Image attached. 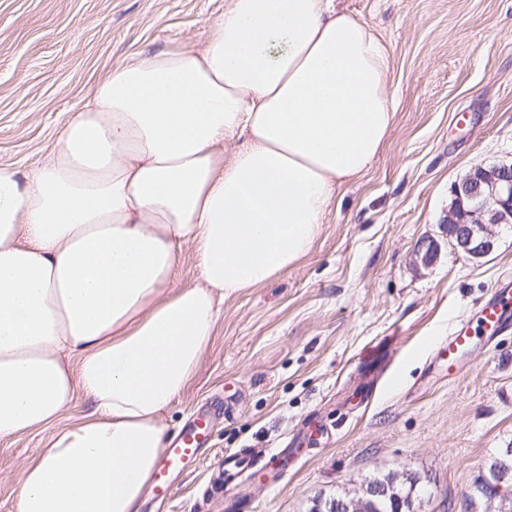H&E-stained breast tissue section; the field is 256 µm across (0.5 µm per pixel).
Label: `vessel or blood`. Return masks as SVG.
<instances>
[{"label": "vessel or blood", "instance_id": "b4317fda", "mask_svg": "<svg viewBox=\"0 0 512 512\" xmlns=\"http://www.w3.org/2000/svg\"><path fill=\"white\" fill-rule=\"evenodd\" d=\"M512 325V286L495 287L491 297L479 308L478 326L485 342H492L496 334ZM474 343L470 327H463L448 338L442 353L436 354V361H447L448 371L458 376L463 367L456 360L457 355L470 351ZM210 433L208 416L200 412L189 418L181 432L171 440L165 451L163 464L155 473L153 493L165 499L171 492L172 476L182 474L195 464L204 453V446Z\"/></svg>", "mask_w": 512, "mask_h": 512}]
</instances>
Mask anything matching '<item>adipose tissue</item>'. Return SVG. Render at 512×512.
<instances>
[{"mask_svg":"<svg viewBox=\"0 0 512 512\" xmlns=\"http://www.w3.org/2000/svg\"><path fill=\"white\" fill-rule=\"evenodd\" d=\"M388 71L334 0H227L200 49L116 66L39 167H0V439L47 434L17 512H137L225 299L305 256L377 156ZM198 277L199 271L194 261L193 250L189 246H184L172 287L177 289L180 286L193 284Z\"/></svg>","mask_w":512,"mask_h":512,"instance_id":"1","label":"adipose tissue"}]
</instances>
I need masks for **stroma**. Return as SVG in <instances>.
I'll use <instances>...</instances> for the list:
<instances>
[{
	"instance_id": "obj_1",
	"label": "stroma",
	"mask_w": 512,
	"mask_h": 512,
	"mask_svg": "<svg viewBox=\"0 0 512 512\" xmlns=\"http://www.w3.org/2000/svg\"><path fill=\"white\" fill-rule=\"evenodd\" d=\"M227 0H0V166L36 169L92 84L137 53L203 45ZM389 58L392 127L371 168L340 189L313 249L224 301L211 343L163 420L177 434L213 414L209 449L168 500L139 512H309L377 474L408 472L422 512H470L476 477L512 443V328L476 345L460 379L429 356L475 324L512 279V228L472 260L440 236L451 188L512 159V0H336ZM41 433L0 440V512H16L21 463ZM292 443L239 484L215 479L225 452Z\"/></svg>"
}]
</instances>
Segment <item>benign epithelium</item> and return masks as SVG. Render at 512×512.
Returning <instances> with one entry per match:
<instances>
[{
    "instance_id": "1",
    "label": "benign epithelium",
    "mask_w": 512,
    "mask_h": 512,
    "mask_svg": "<svg viewBox=\"0 0 512 512\" xmlns=\"http://www.w3.org/2000/svg\"><path fill=\"white\" fill-rule=\"evenodd\" d=\"M451 192V205L439 224L448 245L472 259L491 254L497 247L493 227L512 224V161L471 168L454 183ZM439 252L437 239L428 236L418 244L416 260L430 266L437 260ZM497 471L499 479L493 490L471 499L474 512L479 509L493 512L497 500L506 493L502 482L512 473V448L498 459ZM387 496L385 484L368 479L350 500L319 501L314 504L313 512H367Z\"/></svg>"
}]
</instances>
